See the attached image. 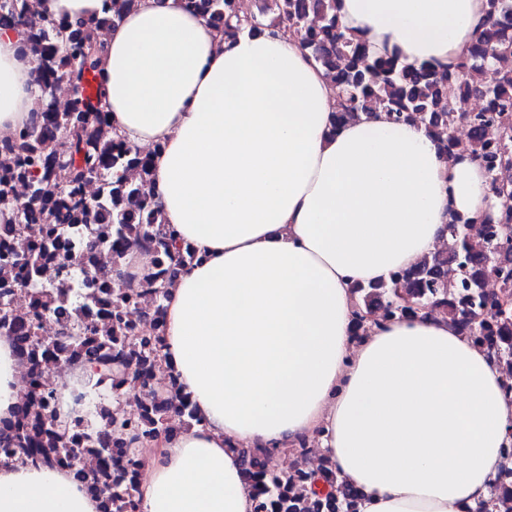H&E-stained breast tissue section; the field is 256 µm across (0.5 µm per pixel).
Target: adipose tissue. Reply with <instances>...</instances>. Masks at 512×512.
<instances>
[{"mask_svg":"<svg viewBox=\"0 0 512 512\" xmlns=\"http://www.w3.org/2000/svg\"><path fill=\"white\" fill-rule=\"evenodd\" d=\"M486 0H336L377 55L456 71ZM0 28V131L37 86ZM116 131L151 151L164 221L196 258L165 302L163 353L198 424L157 438L140 512H253L241 452L307 440L359 512H475L512 443V397L488 351L422 311L354 333L356 285L443 249L452 214L501 203L468 152L413 121L332 127L336 88L296 38L224 37L180 0H140L103 38ZM0 340V418L20 403ZM0 512H99L64 470L0 466Z\"/></svg>","mask_w":512,"mask_h":512,"instance_id":"1","label":"adipose tissue"}]
</instances>
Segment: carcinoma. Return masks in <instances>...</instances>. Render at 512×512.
Wrapping results in <instances>:
<instances>
[{
    "instance_id": "carcinoma-1",
    "label": "carcinoma",
    "mask_w": 512,
    "mask_h": 512,
    "mask_svg": "<svg viewBox=\"0 0 512 512\" xmlns=\"http://www.w3.org/2000/svg\"><path fill=\"white\" fill-rule=\"evenodd\" d=\"M184 7L205 18L226 36L276 30L281 27L296 36L304 50L330 73L340 100L334 112L335 127L382 112L396 124L418 120L426 132L444 141L453 151V129L461 123L471 128L470 150L490 173L493 184H501L498 170L508 165L512 149L502 139L490 142L485 129L496 125L499 131L512 126V70L498 66L488 69L494 59L512 55V0H486L485 19L479 35L455 73H438L430 65H409L395 55L375 56L362 40L346 36L336 14V0H260L259 9L241 14L238 0H181ZM137 0H112V27H117ZM0 25L19 30L23 49L36 57L37 102L44 111L31 125L18 133L19 143L12 155L3 156L4 170L25 176L31 184L32 204L20 206L0 193V211L12 212L6 233L19 240L17 258L25 275L40 270L46 246L37 247L26 239L30 224L92 223L102 214L112 220L114 263L130 246L153 250L163 269L145 277L155 294L157 308L165 313L164 302L177 270L193 261L190 252L164 223L162 210L151 192L150 155L128 144L117 132L112 142L101 140L102 125L110 112L101 87V61L105 45L99 41L92 22L63 20L48 14L34 15L26 0H0ZM66 81L73 89L69 108L57 112L47 105L50 88ZM449 81L471 84L472 93L484 99L487 107L465 113L448 101ZM69 170L71 186L63 188L53 179L56 167ZM137 168L141 180L131 182L127 169ZM96 177L102 194L89 201L79 197V187ZM512 219V203L501 206L497 220L488 219L483 239L473 242L469 221L454 215L446 231L455 242L446 256L424 257L416 266L392 273L388 280L355 288L358 295L354 312L356 327L366 320L403 319L426 308L445 307L448 323L481 347L494 351L498 361L512 362V310L497 308L492 294L484 291L485 280L499 278V289L512 290V278L501 267L512 263L511 257L493 258L502 220ZM137 294L119 287L112 289V331L109 338L75 339L73 351L88 350L89 364L96 370L120 372L138 360L147 369L138 375L141 383L153 389L166 371L160 341L147 337L159 335L164 318L155 326L141 327L125 320ZM28 319V333L23 339L33 353L46 351L37 336L35 320ZM49 396H38L21 409L18 426L11 439L17 456L26 464L50 459L66 434L55 427L57 413ZM174 408L173 399L155 396L146 420L150 428L122 422L120 428L106 433L112 449L134 458L133 444L144 434L158 436L170 432L176 417H167ZM245 473L254 489L255 512H303L305 501L314 500L328 512H357L358 495L338 478L329 462L315 475L306 468L282 472L275 468L274 457L257 449L243 451ZM100 480L112 486V512H136L138 488L133 483L112 477L111 466L104 464Z\"/></svg>"
}]
</instances>
